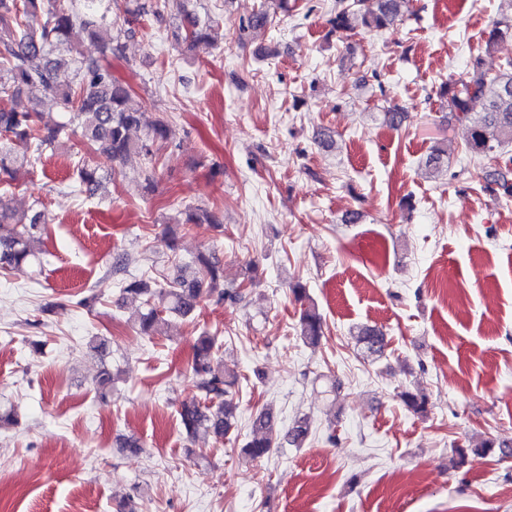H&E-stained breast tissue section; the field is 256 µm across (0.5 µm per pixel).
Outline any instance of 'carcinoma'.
Here are the masks:
<instances>
[{
    "instance_id": "obj_1",
    "label": "carcinoma",
    "mask_w": 512,
    "mask_h": 512,
    "mask_svg": "<svg viewBox=\"0 0 512 512\" xmlns=\"http://www.w3.org/2000/svg\"><path fill=\"white\" fill-rule=\"evenodd\" d=\"M102 0H79L65 7L59 0H0V184L14 180L17 157L11 143L16 140L33 145L40 155L80 127L85 154L74 166L75 180L90 190L97 188L104 176L103 169L91 160L101 155L116 167L133 154L151 161L158 151L157 144L166 139V124L157 119L147 125L145 137L134 139L131 131L144 125L131 90L93 58L54 54L68 43L70 32L78 26L90 36L99 34L106 15L100 12ZM408 0H336L332 26L337 32L354 29L360 22L372 31L391 27L408 8ZM273 14L267 6L240 22L237 39L242 41L251 30L271 24ZM212 19L197 12H188L182 20L184 40L198 43L209 41ZM512 37V15L497 19L489 35L488 45ZM40 88L56 91L57 119L41 125L39 112H20L17 99ZM439 96L448 100L451 117L466 126V152L480 157L498 156L501 148L512 142V60L505 61L499 70L485 68L481 56L470 59L466 73L449 78L440 84ZM482 104L474 111V103ZM486 190L497 197L512 198V179L500 172ZM183 224L214 226L211 214L204 208L187 207ZM47 224L41 211L18 213L0 202V270H8L35 259L34 235ZM242 285L224 288V268L212 257L200 253L192 261L174 268L166 281L153 278L133 279L124 291L141 298L146 311L135 316L142 333L152 336L167 325L166 317H190L201 302L215 296L219 301L235 303L241 299ZM299 337L316 347L323 337V319L315 305L302 311L298 321ZM356 343L368 356H380L385 345L382 332L373 326L358 329ZM221 344L218 337L203 333L193 346L191 370L196 378L199 397L181 406L182 428L189 439L203 432L217 442L231 432L235 424L236 396L239 378L233 371L224 370L218 361ZM114 374L104 367L95 386L102 396L112 392ZM399 399L411 411L424 414L428 409L425 395L409 388L400 391ZM271 410L263 409L253 421L254 435L240 448V455L250 461L263 459L282 442L301 448L312 433L308 415L296 419L284 437L273 427ZM457 463L463 465L469 457L511 456L512 450L487 440L476 448H455Z\"/></svg>"
}]
</instances>
